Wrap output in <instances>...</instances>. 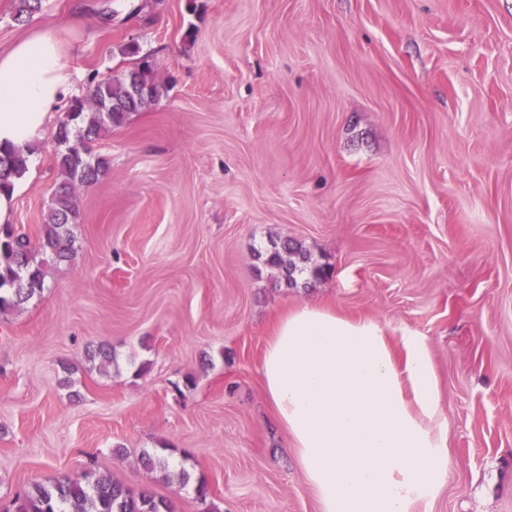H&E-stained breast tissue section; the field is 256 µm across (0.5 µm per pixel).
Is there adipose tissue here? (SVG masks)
Here are the masks:
<instances>
[{"label": "adipose tissue", "instance_id": "ef3b65f1", "mask_svg": "<svg viewBox=\"0 0 512 512\" xmlns=\"http://www.w3.org/2000/svg\"><path fill=\"white\" fill-rule=\"evenodd\" d=\"M62 34L35 31L0 54V144L36 147L72 95ZM396 360L385 328L326 304L277 315L258 374L322 512H412L441 485L446 431L423 336L403 333Z\"/></svg>", "mask_w": 512, "mask_h": 512}]
</instances>
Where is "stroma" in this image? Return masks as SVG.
<instances>
[{
    "label": "stroma",
    "instance_id": "35a3bbf8",
    "mask_svg": "<svg viewBox=\"0 0 512 512\" xmlns=\"http://www.w3.org/2000/svg\"><path fill=\"white\" fill-rule=\"evenodd\" d=\"M141 2L0 0V53L56 28L76 93L143 58L159 89L93 142L72 259L0 316V512L89 467L174 512H321L257 372L272 315L316 301L428 343L448 468L413 512H512V0ZM55 153L14 201L32 237ZM286 239L330 274L257 260Z\"/></svg>",
    "mask_w": 512,
    "mask_h": 512
}]
</instances>
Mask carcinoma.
<instances>
[{"label": "carcinoma", "instance_id": "carcinoma-1", "mask_svg": "<svg viewBox=\"0 0 512 512\" xmlns=\"http://www.w3.org/2000/svg\"><path fill=\"white\" fill-rule=\"evenodd\" d=\"M41 2L15 0V20L25 22L40 10ZM156 88L151 65L143 60L120 75L93 73L87 95L70 99L54 134L58 183L38 233L42 258L37 261L33 257L27 234L7 224L0 228V314L40 295L50 267L71 259L74 241L68 225L78 218L75 188L97 181L108 167L105 157L91 154L87 142L123 126L131 113L153 101ZM26 170L25 149L0 148V192L11 190L12 180L21 178ZM264 262L285 270L291 281L296 273L307 272L314 278L325 273V267L311 263L302 248L290 240L273 245ZM16 512H172V505L147 490L135 493L109 474L90 471L50 486L33 483L19 500Z\"/></svg>", "mask_w": 512, "mask_h": 512}]
</instances>
